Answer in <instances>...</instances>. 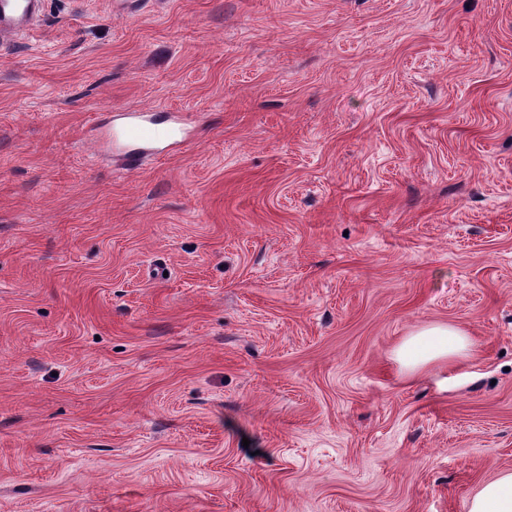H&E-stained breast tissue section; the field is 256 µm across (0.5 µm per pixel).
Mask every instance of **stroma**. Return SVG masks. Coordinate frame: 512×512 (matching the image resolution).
I'll return each mask as SVG.
<instances>
[{
    "label": "stroma",
    "mask_w": 512,
    "mask_h": 512,
    "mask_svg": "<svg viewBox=\"0 0 512 512\" xmlns=\"http://www.w3.org/2000/svg\"><path fill=\"white\" fill-rule=\"evenodd\" d=\"M161 108L192 141L91 139ZM472 342L405 372L421 327ZM512 470V0H46L0 46V512H467Z\"/></svg>",
    "instance_id": "1"
}]
</instances>
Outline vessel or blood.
I'll return each mask as SVG.
<instances>
[{"label": "vessel or blood", "instance_id": "1", "mask_svg": "<svg viewBox=\"0 0 512 512\" xmlns=\"http://www.w3.org/2000/svg\"><path fill=\"white\" fill-rule=\"evenodd\" d=\"M44 0H0V42L26 33L43 11ZM113 128L115 139L132 144L129 166H137L145 151H164L183 144L185 130L180 123L158 121L137 112H124Z\"/></svg>", "mask_w": 512, "mask_h": 512}]
</instances>
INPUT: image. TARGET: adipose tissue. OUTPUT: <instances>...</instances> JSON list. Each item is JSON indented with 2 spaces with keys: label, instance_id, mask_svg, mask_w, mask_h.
<instances>
[{
  "label": "adipose tissue",
  "instance_id": "adipose-tissue-1",
  "mask_svg": "<svg viewBox=\"0 0 512 512\" xmlns=\"http://www.w3.org/2000/svg\"><path fill=\"white\" fill-rule=\"evenodd\" d=\"M471 341L452 325H430L405 338L395 351L396 361L412 373L433 365L452 364L468 356ZM468 512H512V472L486 483L469 504Z\"/></svg>",
  "mask_w": 512,
  "mask_h": 512
}]
</instances>
